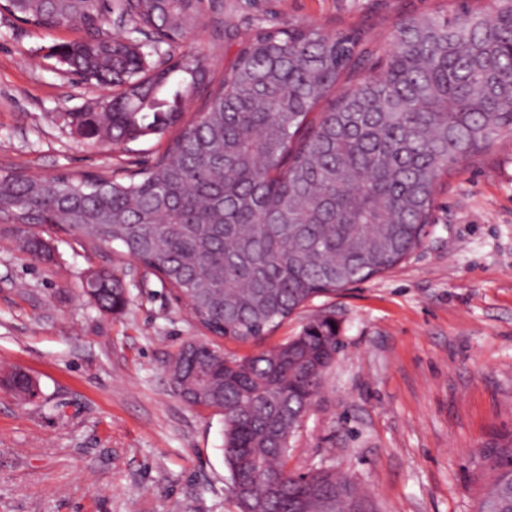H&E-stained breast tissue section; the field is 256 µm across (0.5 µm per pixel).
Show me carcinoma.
Here are the masks:
<instances>
[{
  "mask_svg": "<svg viewBox=\"0 0 512 512\" xmlns=\"http://www.w3.org/2000/svg\"><path fill=\"white\" fill-rule=\"evenodd\" d=\"M491 11L442 9L325 32L260 20L215 80L185 47L204 0H0V14L83 35L50 58L116 92L101 109L56 116L92 143L121 146L176 132L128 177L0 174V223L19 249L50 257L34 231L51 225L90 245L117 246L183 300L210 333L259 342L308 301L398 264L429 234L441 181L459 163L512 138V0ZM130 32H109V19ZM203 95L184 121L185 107ZM83 293L103 313L126 305L109 267ZM336 321L321 315L254 354L209 342L172 365L202 371L173 384L187 404L224 416V460L235 481L256 473L249 502L264 512H365V495L330 467L289 468L290 441L336 362ZM7 386L33 397L29 376ZM493 471L476 512H512V440L481 450Z\"/></svg>",
  "mask_w": 512,
  "mask_h": 512,
  "instance_id": "cac0c4a2",
  "label": "carcinoma"
}]
</instances>
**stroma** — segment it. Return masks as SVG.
<instances>
[{
	"mask_svg": "<svg viewBox=\"0 0 512 512\" xmlns=\"http://www.w3.org/2000/svg\"><path fill=\"white\" fill-rule=\"evenodd\" d=\"M187 43L215 73L240 30L264 17L326 29L416 15L437 0H209ZM68 31L0 18V173L106 171L151 163L155 136L112 150L59 127L102 91L58 71L48 54ZM51 261L23 254L0 225V512H239L223 454V416L174 394L168 366L205 338L157 277L120 268L129 301L100 312L86 275L112 248L39 229ZM335 317L342 349L291 440L296 469L347 474L374 512H473L485 489L481 449L512 432V139L452 170L423 245L394 269L321 296L265 337L270 347L318 315ZM37 386H4L14 370Z\"/></svg>",
	"mask_w": 512,
	"mask_h": 512,
	"instance_id": "stroma-1",
	"label": "stroma"
}]
</instances>
